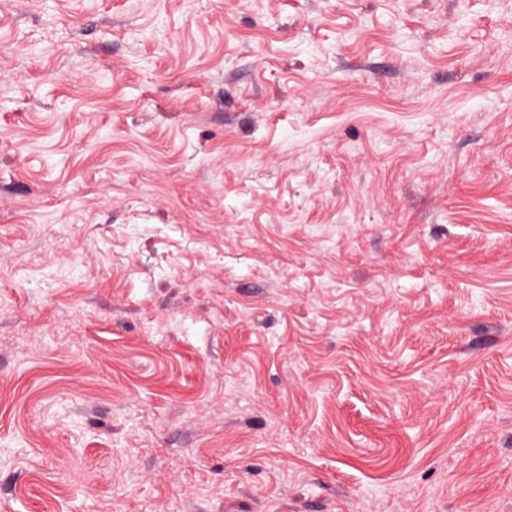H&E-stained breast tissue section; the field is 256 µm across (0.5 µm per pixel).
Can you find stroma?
<instances>
[{
	"mask_svg": "<svg viewBox=\"0 0 512 512\" xmlns=\"http://www.w3.org/2000/svg\"><path fill=\"white\" fill-rule=\"evenodd\" d=\"M0 512H512V0H0Z\"/></svg>",
	"mask_w": 512,
	"mask_h": 512,
	"instance_id": "obj_1",
	"label": "stroma"
}]
</instances>
